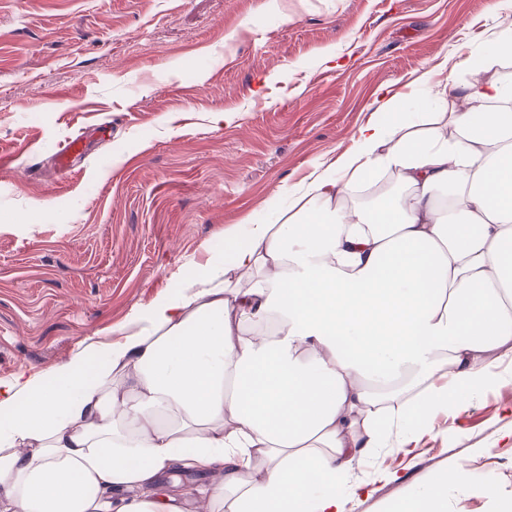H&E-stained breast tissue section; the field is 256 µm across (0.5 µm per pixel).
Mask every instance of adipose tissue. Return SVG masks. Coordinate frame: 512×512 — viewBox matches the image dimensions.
I'll list each match as a JSON object with an SVG mask.
<instances>
[{"mask_svg": "<svg viewBox=\"0 0 512 512\" xmlns=\"http://www.w3.org/2000/svg\"><path fill=\"white\" fill-rule=\"evenodd\" d=\"M444 89L448 135L367 122L97 365L0 380L9 512H181L180 469L210 475L191 512H352L356 463L511 363L512 78ZM457 476L400 512H447Z\"/></svg>", "mask_w": 512, "mask_h": 512, "instance_id": "adipose-tissue-1", "label": "adipose tissue"}]
</instances>
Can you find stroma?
Instances as JSON below:
<instances>
[{
  "mask_svg": "<svg viewBox=\"0 0 512 512\" xmlns=\"http://www.w3.org/2000/svg\"><path fill=\"white\" fill-rule=\"evenodd\" d=\"M510 28L512 0H0V380L96 361L223 258L225 227L246 236L385 120L381 91L423 124L424 86L470 80L474 46ZM456 467L447 512L512 501L511 370L357 465L355 512Z\"/></svg>",
  "mask_w": 512,
  "mask_h": 512,
  "instance_id": "35a3bbf8",
  "label": "stroma"
}]
</instances>
